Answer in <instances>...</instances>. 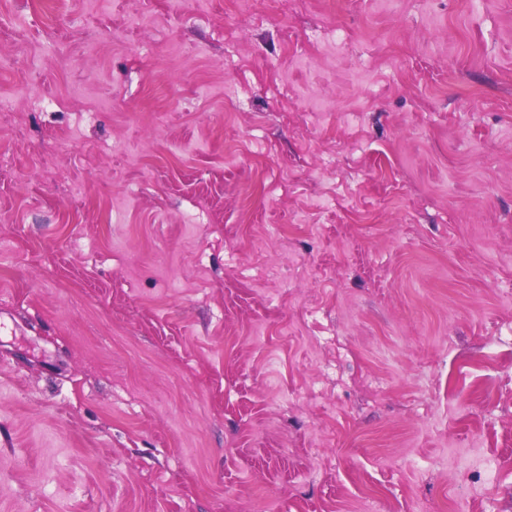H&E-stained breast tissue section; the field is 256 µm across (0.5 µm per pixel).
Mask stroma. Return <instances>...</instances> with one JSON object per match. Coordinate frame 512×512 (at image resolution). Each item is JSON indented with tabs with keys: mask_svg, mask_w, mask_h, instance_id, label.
<instances>
[{
	"mask_svg": "<svg viewBox=\"0 0 512 512\" xmlns=\"http://www.w3.org/2000/svg\"><path fill=\"white\" fill-rule=\"evenodd\" d=\"M0 51V512H512V0Z\"/></svg>",
	"mask_w": 512,
	"mask_h": 512,
	"instance_id": "35a3bbf8",
	"label": "stroma"
}]
</instances>
